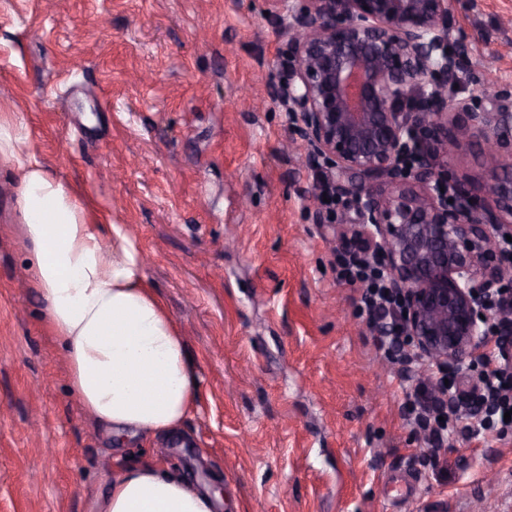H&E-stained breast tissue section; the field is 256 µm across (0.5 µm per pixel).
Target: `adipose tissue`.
<instances>
[{"label":"adipose tissue","mask_w":512,"mask_h":512,"mask_svg":"<svg viewBox=\"0 0 512 512\" xmlns=\"http://www.w3.org/2000/svg\"><path fill=\"white\" fill-rule=\"evenodd\" d=\"M0 159L19 172V244L33 259L26 284L44 307L70 388L84 410L116 437L179 433L195 409L197 375L186 339L146 280L122 224L89 220L77 191L50 173L16 126L0 119ZM209 488L142 452L112 458L100 512H219Z\"/></svg>","instance_id":"adipose-tissue-1"}]
</instances>
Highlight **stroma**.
Returning a JSON list of instances; mask_svg holds the SVG:
<instances>
[{
  "label": "stroma",
  "instance_id": "stroma-1",
  "mask_svg": "<svg viewBox=\"0 0 512 512\" xmlns=\"http://www.w3.org/2000/svg\"><path fill=\"white\" fill-rule=\"evenodd\" d=\"M272 0H0V117L96 213L126 225L197 365L198 411L154 444L225 512H512V429L431 448L411 381L336 277L335 218L285 97ZM460 96L512 86V0H450ZM435 155L488 200L500 169L466 113ZM17 170L0 161V512H98L113 445L69 389L24 287Z\"/></svg>",
  "mask_w": 512,
  "mask_h": 512
}]
</instances>
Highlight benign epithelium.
Returning a JSON list of instances; mask_svg holds the SVG:
<instances>
[{
	"mask_svg": "<svg viewBox=\"0 0 512 512\" xmlns=\"http://www.w3.org/2000/svg\"><path fill=\"white\" fill-rule=\"evenodd\" d=\"M292 15L288 103L310 153L337 172L339 192L356 199L344 213L351 242L381 254L407 317L403 335L431 363L463 368L490 338L485 306L512 305V268L499 239L512 236V93L494 89L487 108L448 96L467 75L464 46L450 41L449 0H307ZM465 112L492 131L486 151L502 176L497 209L460 192L439 198L450 157L466 141L448 133V113ZM418 162L406 168L408 148Z\"/></svg>",
	"mask_w": 512,
	"mask_h": 512,
	"instance_id": "1",
	"label": "benign epithelium"
}]
</instances>
